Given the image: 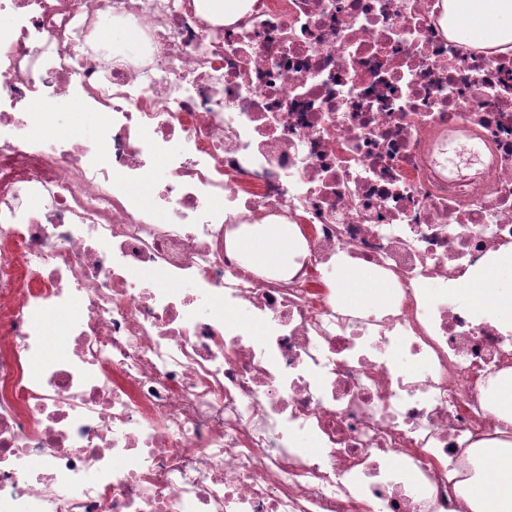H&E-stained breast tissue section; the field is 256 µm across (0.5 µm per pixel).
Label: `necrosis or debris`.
<instances>
[{
	"label": "necrosis or debris",
	"instance_id": "4bbe7bcc",
	"mask_svg": "<svg viewBox=\"0 0 512 512\" xmlns=\"http://www.w3.org/2000/svg\"><path fill=\"white\" fill-rule=\"evenodd\" d=\"M444 4L0 0V512H472L512 331L456 296L512 248V42ZM259 224L298 229L287 276ZM247 3L252 4L248 0H210L207 8L212 14L223 16L225 20L232 21L241 15ZM335 288H340L347 301L356 307L378 305L385 298L386 292L382 286L367 288L366 279L355 268L345 267L336 276ZM39 318L47 326V335L45 336V351L48 356H56L65 349V336L63 330L65 323L71 320L66 311L47 310L40 313Z\"/></svg>",
	"mask_w": 512,
	"mask_h": 512
}]
</instances>
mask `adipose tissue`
<instances>
[{"instance_id": "adipose-tissue-1", "label": "adipose tissue", "mask_w": 512, "mask_h": 512, "mask_svg": "<svg viewBox=\"0 0 512 512\" xmlns=\"http://www.w3.org/2000/svg\"><path fill=\"white\" fill-rule=\"evenodd\" d=\"M453 7L472 41L512 40V0H454ZM295 247L296 238L285 225L264 224L248 238L245 250L255 263L284 267ZM463 294L478 310L492 302L495 315L512 324V250L497 253L491 273L472 276ZM487 460L492 478L461 487L460 495L476 503L479 512H512V446L488 449Z\"/></svg>"}]
</instances>
